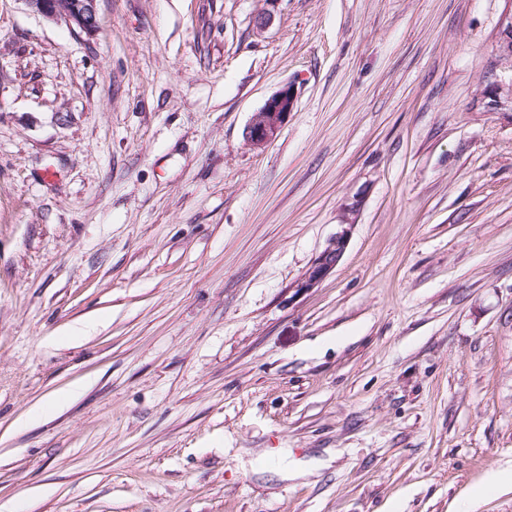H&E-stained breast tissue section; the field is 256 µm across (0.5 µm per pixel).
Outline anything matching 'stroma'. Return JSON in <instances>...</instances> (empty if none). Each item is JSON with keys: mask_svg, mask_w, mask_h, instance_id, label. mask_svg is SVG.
Returning <instances> with one entry per match:
<instances>
[{"mask_svg": "<svg viewBox=\"0 0 512 512\" xmlns=\"http://www.w3.org/2000/svg\"><path fill=\"white\" fill-rule=\"evenodd\" d=\"M96 10L0 0V512H512V0ZM35 12L50 20H64L81 32L97 28L96 0H25ZM295 97L291 85H286L271 94L264 104L253 112L245 130L247 142L260 148L273 140L294 108ZM345 249V239L337 236L336 242L327 249L319 258L308 275L301 281L299 288H314L325 278L338 264Z\"/></svg>", "mask_w": 512, "mask_h": 512, "instance_id": "1", "label": "stroma"}]
</instances>
